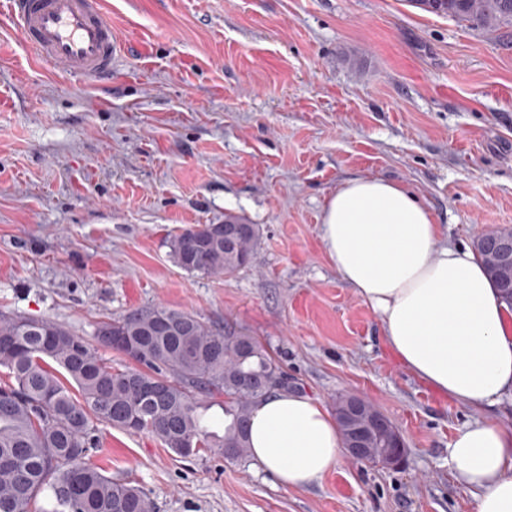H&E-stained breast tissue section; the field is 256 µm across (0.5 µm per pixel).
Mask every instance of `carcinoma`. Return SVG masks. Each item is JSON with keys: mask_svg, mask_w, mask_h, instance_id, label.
<instances>
[{"mask_svg": "<svg viewBox=\"0 0 512 512\" xmlns=\"http://www.w3.org/2000/svg\"><path fill=\"white\" fill-rule=\"evenodd\" d=\"M407 2L481 33L512 27V0ZM226 224L239 229L228 243ZM258 243L257 225L229 215L182 230L169 248L187 272L231 276L250 263ZM95 336L97 347L48 319L0 315V367L8 370L0 382V512H32L42 493L52 512H154L139 487L85 462L98 426L149 433L184 458L214 448L242 461L253 405L288 389V375L255 337L183 310L157 306L101 320ZM101 346L136 366L112 369ZM215 396L228 399L221 436L200 411Z\"/></svg>", "mask_w": 512, "mask_h": 512, "instance_id": "cac0c4a2", "label": "carcinoma"}]
</instances>
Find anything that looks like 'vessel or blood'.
I'll use <instances>...</instances> for the list:
<instances>
[{"instance_id":"1","label":"vessel or blood","mask_w":512,"mask_h":512,"mask_svg":"<svg viewBox=\"0 0 512 512\" xmlns=\"http://www.w3.org/2000/svg\"><path fill=\"white\" fill-rule=\"evenodd\" d=\"M39 59L67 72L106 80L120 45L103 0H0Z\"/></svg>"}]
</instances>
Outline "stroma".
I'll return each instance as SVG.
<instances>
[{
  "instance_id": "35a3bbf8",
  "label": "stroma",
  "mask_w": 512,
  "mask_h": 512,
  "mask_svg": "<svg viewBox=\"0 0 512 512\" xmlns=\"http://www.w3.org/2000/svg\"><path fill=\"white\" fill-rule=\"evenodd\" d=\"M127 44L101 83L36 59L0 16V313L96 324L155 306L256 337L289 389L371 402L406 458L342 459L284 490L253 461L182 458L108 425L87 458L156 512H473L448 465L466 424L512 425L402 367L320 237L345 181L411 189L450 244L512 228V29L407 0H103ZM260 228L232 276L187 272L171 238L225 215Z\"/></svg>"
}]
</instances>
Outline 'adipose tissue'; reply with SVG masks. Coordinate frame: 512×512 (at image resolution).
I'll use <instances>...</instances> for the list:
<instances>
[{
  "mask_svg": "<svg viewBox=\"0 0 512 512\" xmlns=\"http://www.w3.org/2000/svg\"><path fill=\"white\" fill-rule=\"evenodd\" d=\"M320 236L341 279L377 313L400 364L467 405L512 393V308L477 256L448 245L432 212L406 186L345 181L323 208ZM250 455L286 490L320 480L343 458L334 418L319 402L277 391L253 407ZM473 512H512V427L477 422L448 446Z\"/></svg>",
  "mask_w": 512,
  "mask_h": 512,
  "instance_id": "obj_1",
  "label": "adipose tissue"
}]
</instances>
